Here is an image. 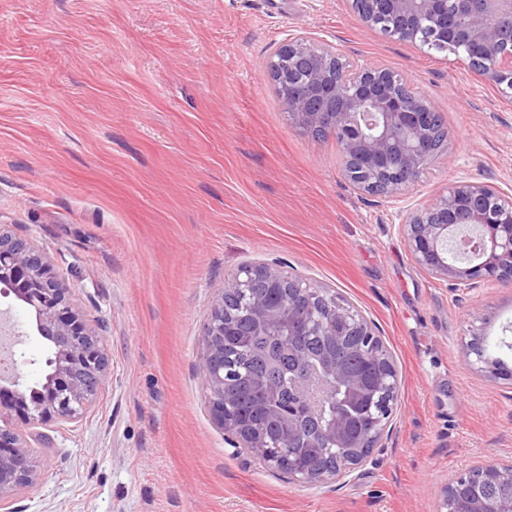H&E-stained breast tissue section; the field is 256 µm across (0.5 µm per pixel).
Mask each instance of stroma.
<instances>
[{
    "mask_svg": "<svg viewBox=\"0 0 512 512\" xmlns=\"http://www.w3.org/2000/svg\"><path fill=\"white\" fill-rule=\"evenodd\" d=\"M383 66L440 112L446 146L390 200L359 191L334 139L295 128L266 72L289 38ZM512 194V102L449 52L360 25L347 0H0V231L66 280L109 367L77 422L32 440L16 512H437L448 478L512 461V381L468 369L471 311L512 366V286L456 288L399 230L449 184ZM265 263L325 286L376 326L399 411L348 477L309 488L233 448L201 372L215 294ZM14 371L41 381L32 311Z\"/></svg>",
    "mask_w": 512,
    "mask_h": 512,
    "instance_id": "1",
    "label": "stroma"
}]
</instances>
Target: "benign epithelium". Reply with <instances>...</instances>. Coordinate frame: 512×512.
Masks as SVG:
<instances>
[{
	"label": "benign epithelium",
	"instance_id": "1",
	"mask_svg": "<svg viewBox=\"0 0 512 512\" xmlns=\"http://www.w3.org/2000/svg\"><path fill=\"white\" fill-rule=\"evenodd\" d=\"M362 26L414 45L462 48L471 71L512 98V0H349ZM282 56L268 64L282 106L305 134L324 132L336 140L342 170L367 193L392 197L419 180L435 157L438 113L402 75L380 66L346 65L336 48L299 36L283 45ZM414 261L434 277L467 290L480 281L512 283V196L482 181L452 184L432 204L412 211L401 224ZM252 289L250 325L270 336H296L308 328L323 336H354L353 350L379 369L375 378L350 372L326 353L321 373L299 376L292 385L299 400L317 404L327 387L336 388V411L321 426L320 444L310 447L331 455L327 467L300 471L291 456L275 451L265 435L230 415L236 385L224 373V329L235 325L228 293ZM263 288L288 292V306L270 304ZM15 298L35 313L37 331L54 343V370L32 408L27 386L16 376H0V509L10 508L9 494L36 483L39 474L28 437L50 423L81 419L96 399L108 367L103 337L71 308L67 283L42 256L0 232V296ZM463 352L467 365L489 381L512 380V368L496 356L483 324L470 314ZM201 371L209 392L211 415L234 448H247L271 469L288 471L298 484L321 488L357 468L389 431L399 406L402 377L374 326L356 307L330 289L295 279L271 265L246 266L231 278L212 304L205 332ZM382 398L369 430L351 439L343 404ZM280 425L279 441L304 442L295 415L270 404ZM28 429L24 435L14 421ZM439 512H512V463L485 460L448 478Z\"/></svg>",
	"mask_w": 512,
	"mask_h": 512
}]
</instances>
